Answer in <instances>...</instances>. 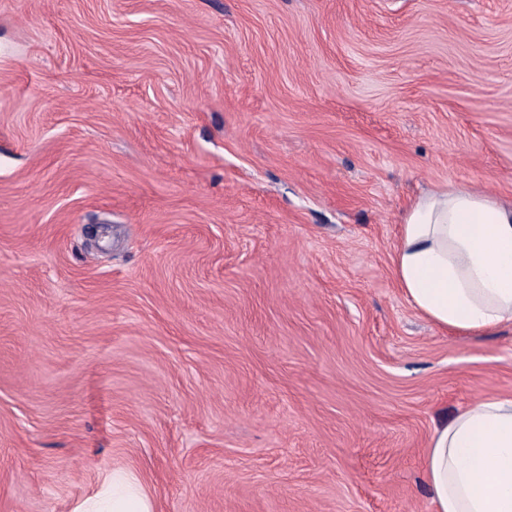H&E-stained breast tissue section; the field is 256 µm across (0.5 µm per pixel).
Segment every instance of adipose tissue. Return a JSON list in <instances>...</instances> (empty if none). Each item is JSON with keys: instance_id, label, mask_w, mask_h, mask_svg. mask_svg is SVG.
Here are the masks:
<instances>
[{"instance_id": "obj_1", "label": "adipose tissue", "mask_w": 512, "mask_h": 512, "mask_svg": "<svg viewBox=\"0 0 512 512\" xmlns=\"http://www.w3.org/2000/svg\"><path fill=\"white\" fill-rule=\"evenodd\" d=\"M407 303L453 335L512 325V204L476 190H429L399 224L391 258ZM434 512H512V398L485 395L436 428L424 451ZM75 512H155L125 474Z\"/></svg>"}]
</instances>
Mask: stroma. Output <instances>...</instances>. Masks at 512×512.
I'll return each instance as SVG.
<instances>
[{"instance_id": "1", "label": "stroma", "mask_w": 512, "mask_h": 512, "mask_svg": "<svg viewBox=\"0 0 512 512\" xmlns=\"http://www.w3.org/2000/svg\"><path fill=\"white\" fill-rule=\"evenodd\" d=\"M462 187L512 202V0H0V512H433L512 397L393 277ZM75 512H155L154 500L140 483L123 473L112 472L105 488L81 503Z\"/></svg>"}]
</instances>
